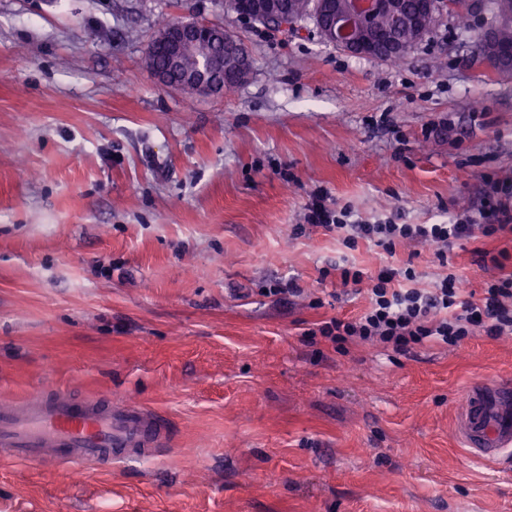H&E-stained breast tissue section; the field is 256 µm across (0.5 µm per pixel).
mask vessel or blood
<instances>
[{
    "label": "vessel or blood",
    "instance_id": "vessel-or-blood-1",
    "mask_svg": "<svg viewBox=\"0 0 512 512\" xmlns=\"http://www.w3.org/2000/svg\"><path fill=\"white\" fill-rule=\"evenodd\" d=\"M455 432L476 459L511 457L512 387L469 392ZM170 434L168 421L156 412L104 398L77 402L41 391L0 406V460L9 463L128 465L159 457Z\"/></svg>",
    "mask_w": 512,
    "mask_h": 512
}]
</instances>
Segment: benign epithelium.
Wrapping results in <instances>:
<instances>
[{
	"instance_id": "obj_1",
	"label": "benign epithelium",
	"mask_w": 512,
	"mask_h": 512,
	"mask_svg": "<svg viewBox=\"0 0 512 512\" xmlns=\"http://www.w3.org/2000/svg\"><path fill=\"white\" fill-rule=\"evenodd\" d=\"M403 0H328L330 9L320 22L319 33L340 50L355 55L396 53L402 46L389 37L374 34L369 28L370 19L383 9L394 13L402 12ZM277 0H244L246 14L257 20H276ZM222 27L205 21L173 24L168 30L155 34L150 42L146 59L158 56L165 59L162 65L151 68V72L165 87L183 88L194 93H207L213 90V76L209 74L210 59L203 58L198 63V74L190 76L179 84L173 79L184 46L197 42L210 46L213 57L224 55L227 50H243L237 41L227 42L217 37Z\"/></svg>"
}]
</instances>
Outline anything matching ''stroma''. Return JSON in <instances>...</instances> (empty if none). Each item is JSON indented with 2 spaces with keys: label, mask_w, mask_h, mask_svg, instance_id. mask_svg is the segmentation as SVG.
I'll return each instance as SVG.
<instances>
[{
  "label": "stroma",
  "mask_w": 512,
  "mask_h": 512,
  "mask_svg": "<svg viewBox=\"0 0 512 512\" xmlns=\"http://www.w3.org/2000/svg\"><path fill=\"white\" fill-rule=\"evenodd\" d=\"M163 20L233 32L249 78L161 87L145 53ZM497 180L512 77L448 15L394 66L224 0H0V403L105 397L172 432L128 468L0 464V512H512V466L454 431L474 385L512 383V335L410 357L303 336L368 303L342 257L478 294L512 235L459 241L443 267L295 232L317 193L363 224H444ZM291 279L303 296L256 293Z\"/></svg>",
  "instance_id": "35a3bbf8"
}]
</instances>
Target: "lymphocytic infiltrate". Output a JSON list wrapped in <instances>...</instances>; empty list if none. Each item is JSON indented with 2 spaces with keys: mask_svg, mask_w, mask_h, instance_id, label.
I'll return each mask as SVG.
<instances>
[{
  "mask_svg": "<svg viewBox=\"0 0 512 512\" xmlns=\"http://www.w3.org/2000/svg\"><path fill=\"white\" fill-rule=\"evenodd\" d=\"M306 221L336 233L350 250L364 241L392 255L397 246L414 243L432 248L444 266L450 249L460 240L512 233V183L494 182L477 214L446 224H358L346 209L328 208L318 198L309 205ZM511 258L504 250L492 257L499 274L486 282L478 299L463 297L462 282L452 273L426 290L416 287V272L410 267L369 271L345 260L338 262L342 284L366 286L369 303L357 317L331 318L305 337L310 342L324 339L341 353L352 344L380 343L408 355L431 344L457 347L480 332L490 337L512 335V270L507 267Z\"/></svg>",
  "mask_w": 512,
  "mask_h": 512,
  "instance_id": "1",
  "label": "lymphocytic infiltrate"
}]
</instances>
